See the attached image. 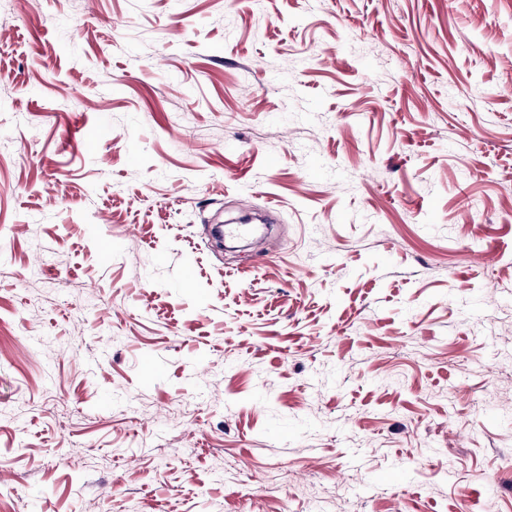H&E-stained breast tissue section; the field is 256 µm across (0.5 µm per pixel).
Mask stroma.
Segmentation results:
<instances>
[{"instance_id": "stroma-1", "label": "stroma", "mask_w": 512, "mask_h": 512, "mask_svg": "<svg viewBox=\"0 0 512 512\" xmlns=\"http://www.w3.org/2000/svg\"><path fill=\"white\" fill-rule=\"evenodd\" d=\"M0 8V512H512V0Z\"/></svg>"}]
</instances>
